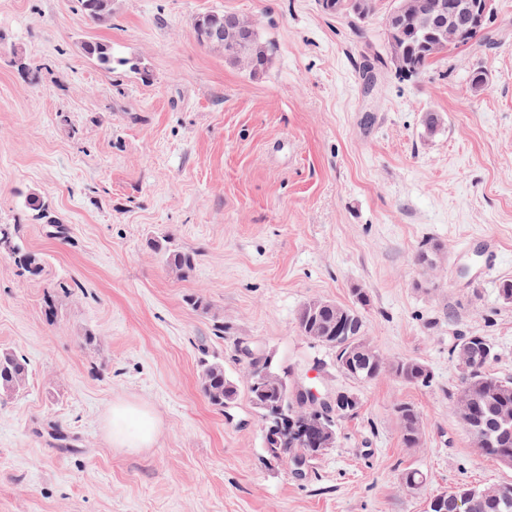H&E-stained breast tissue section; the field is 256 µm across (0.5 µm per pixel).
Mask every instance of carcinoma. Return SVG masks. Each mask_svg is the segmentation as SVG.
<instances>
[{
    "label": "carcinoma",
    "instance_id": "obj_1",
    "mask_svg": "<svg viewBox=\"0 0 512 512\" xmlns=\"http://www.w3.org/2000/svg\"><path fill=\"white\" fill-rule=\"evenodd\" d=\"M81 9L93 22L107 25L112 21V0H80ZM253 64L249 71L259 74L267 67L272 45L259 33H253ZM83 51L88 59L105 70L122 66L143 77L147 71L141 62L131 58L117 57L112 51V44L107 42H87ZM404 57L410 59L416 72H397L401 77H414L423 73L435 60V54L442 51L437 44L414 31L411 20H406L400 45ZM25 207L39 224L56 228V233H63L56 216L36 194H29ZM152 247L162 253L169 267L184 274L192 269L195 255L173 250L167 245L155 241ZM0 249L8 252L26 271L35 273L39 270L35 256L29 253L20 238L11 230L10 225L0 224ZM321 329V337L313 341L329 348L336 354V366L345 376L359 381H368L388 371L399 375L403 381L426 386L430 383V373L425 364L412 357L399 358L387 362L378 353L366 359L361 366L354 368L350 363L353 350L359 340L366 338L365 321L356 307L339 304L314 316L306 307H301L296 318V327L303 336H308L311 327ZM458 364L462 369L463 381L458 393L467 394L466 404L456 403L460 418L472 413L493 419L499 416L512 417V379L497 376L491 371V363L496 358L492 344L484 336H463L453 349ZM28 380L26 361L11 351L0 352V397L15 394L24 389ZM199 382L208 401L219 407L235 399L237 384L224 375V363L204 359L199 370ZM398 419L404 443L410 448H419L423 444L422 419L415 406L403 404L398 408ZM475 447L480 455L493 458L512 467V439L502 441L489 448L480 436H473ZM320 436L305 432L288 437V441L276 447L270 454L274 461L289 460L299 455L311 456L319 452ZM423 476L416 470H409L402 477L404 491L413 493L423 487ZM470 497L472 512H512V485L476 487L468 483L459 484L455 490L443 494L444 498L453 495Z\"/></svg>",
    "mask_w": 512,
    "mask_h": 512
}]
</instances>
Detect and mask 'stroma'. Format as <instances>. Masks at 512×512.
I'll return each mask as SVG.
<instances>
[{"label": "stroma", "instance_id": "stroma-1", "mask_svg": "<svg viewBox=\"0 0 512 512\" xmlns=\"http://www.w3.org/2000/svg\"><path fill=\"white\" fill-rule=\"evenodd\" d=\"M212 11L254 19L273 45L263 75L199 44L193 20ZM86 41L148 79L98 67ZM386 43L382 13L322 0H115L104 26L79 0H0V224L41 264L33 275L0 253V349L29 368L26 389L0 398V512H425L465 481L512 485L455 410L452 355L459 337H489L493 372L512 378V304L498 296L512 279V0H496L488 40L418 77L396 76ZM429 112L443 119L431 136ZM32 192L66 237L31 222ZM484 236L501 247L488 270ZM155 240L195 252L192 271L173 275ZM361 293L371 345L424 363L430 386L351 380L299 334L306 301ZM244 346L358 399L305 476L265 453ZM214 357L239 384L226 409L199 385ZM119 400L154 413L152 447L110 445ZM403 404L423 447L402 440ZM410 469L425 478L416 494L401 487ZM83 51L88 59L99 67L111 71L115 66L126 67L129 71L147 77L145 67L141 62L131 58L116 57L112 51V45L107 42H86ZM397 412L404 443L409 448H420L423 444V430L418 410L413 405L403 404Z\"/></svg>", "mask_w": 512, "mask_h": 512}]
</instances>
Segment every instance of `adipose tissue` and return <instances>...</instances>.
Wrapping results in <instances>:
<instances>
[{"label":"adipose tissue","instance_id":"adipose-tissue-1","mask_svg":"<svg viewBox=\"0 0 512 512\" xmlns=\"http://www.w3.org/2000/svg\"><path fill=\"white\" fill-rule=\"evenodd\" d=\"M109 441L116 448H147L156 436L157 420L146 407L119 402L113 404L104 421Z\"/></svg>","mask_w":512,"mask_h":512}]
</instances>
